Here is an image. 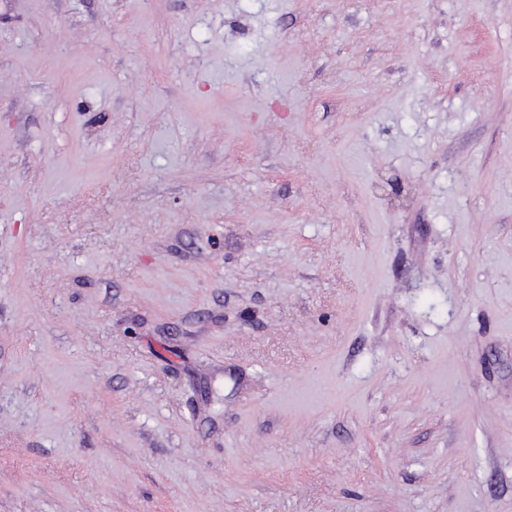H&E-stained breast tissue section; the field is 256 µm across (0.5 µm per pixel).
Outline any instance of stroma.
Returning a JSON list of instances; mask_svg holds the SVG:
<instances>
[{"label": "stroma", "mask_w": 512, "mask_h": 512, "mask_svg": "<svg viewBox=\"0 0 512 512\" xmlns=\"http://www.w3.org/2000/svg\"><path fill=\"white\" fill-rule=\"evenodd\" d=\"M0 512H512V0H0Z\"/></svg>", "instance_id": "1"}]
</instances>
